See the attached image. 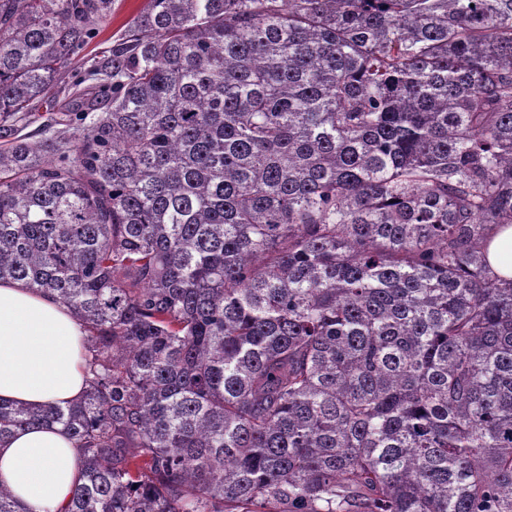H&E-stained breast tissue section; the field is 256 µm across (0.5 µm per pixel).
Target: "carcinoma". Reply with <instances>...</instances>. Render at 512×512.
I'll return each mask as SVG.
<instances>
[{
    "label": "carcinoma",
    "mask_w": 512,
    "mask_h": 512,
    "mask_svg": "<svg viewBox=\"0 0 512 512\" xmlns=\"http://www.w3.org/2000/svg\"><path fill=\"white\" fill-rule=\"evenodd\" d=\"M109 3L0 0V280L87 381L0 440L67 512H512V0H148L62 100ZM487 260L502 279H512V224H503L486 246ZM79 469L76 449L59 425L30 426L0 442V484L32 512H65Z\"/></svg>",
    "instance_id": "obj_1"
}]
</instances>
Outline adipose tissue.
<instances>
[{
	"instance_id": "1",
	"label": "adipose tissue",
	"mask_w": 512,
	"mask_h": 512,
	"mask_svg": "<svg viewBox=\"0 0 512 512\" xmlns=\"http://www.w3.org/2000/svg\"><path fill=\"white\" fill-rule=\"evenodd\" d=\"M82 333L58 299L0 281V400L27 406L65 404L85 390ZM66 431L38 424L0 442V484L31 512H65L79 475Z\"/></svg>"
}]
</instances>
